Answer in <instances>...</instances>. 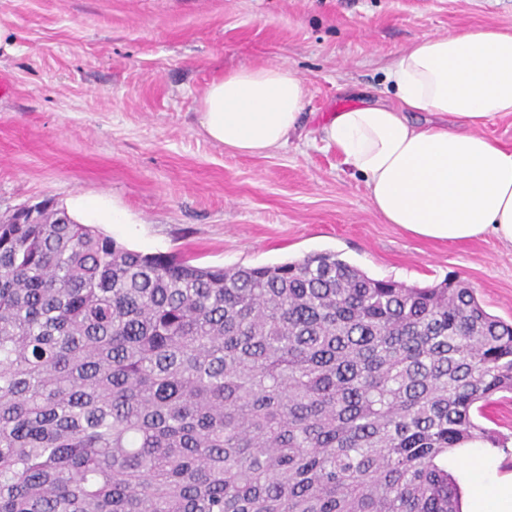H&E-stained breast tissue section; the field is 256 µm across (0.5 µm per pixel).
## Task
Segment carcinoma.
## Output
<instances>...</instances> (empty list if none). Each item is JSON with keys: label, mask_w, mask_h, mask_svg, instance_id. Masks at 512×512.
I'll list each match as a JSON object with an SVG mask.
<instances>
[{"label": "carcinoma", "mask_w": 512, "mask_h": 512, "mask_svg": "<svg viewBox=\"0 0 512 512\" xmlns=\"http://www.w3.org/2000/svg\"><path fill=\"white\" fill-rule=\"evenodd\" d=\"M0 219V512H462L448 453L512 392L463 282L317 252L201 267L49 203Z\"/></svg>", "instance_id": "obj_1"}]
</instances>
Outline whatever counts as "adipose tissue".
Wrapping results in <instances>:
<instances>
[{"label":"adipose tissue","instance_id":"ef3b65f1","mask_svg":"<svg viewBox=\"0 0 512 512\" xmlns=\"http://www.w3.org/2000/svg\"><path fill=\"white\" fill-rule=\"evenodd\" d=\"M394 90L333 114L323 139L359 174L386 223L415 236L512 244V149L484 135L512 113V29L462 27L426 36L387 72ZM306 90L283 64L213 80L199 106L212 141L242 155L283 146L302 122Z\"/></svg>","mask_w":512,"mask_h":512}]
</instances>
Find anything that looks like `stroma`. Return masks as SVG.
I'll list each match as a JSON object with an SVG mask.
<instances>
[{
    "label": "stroma",
    "mask_w": 512,
    "mask_h": 512,
    "mask_svg": "<svg viewBox=\"0 0 512 512\" xmlns=\"http://www.w3.org/2000/svg\"><path fill=\"white\" fill-rule=\"evenodd\" d=\"M512 28V0H0V215L106 198L97 230L202 267L262 266L331 251L375 279L455 277L512 321V244L416 237L371 206L363 178L321 139L334 112L390 99L385 75L426 35ZM287 64L306 88L282 148L239 155L198 121L206 86L240 67ZM476 420L506 438L470 473L448 468L464 512L475 478L512 477V393Z\"/></svg>",
    "instance_id": "1"
}]
</instances>
